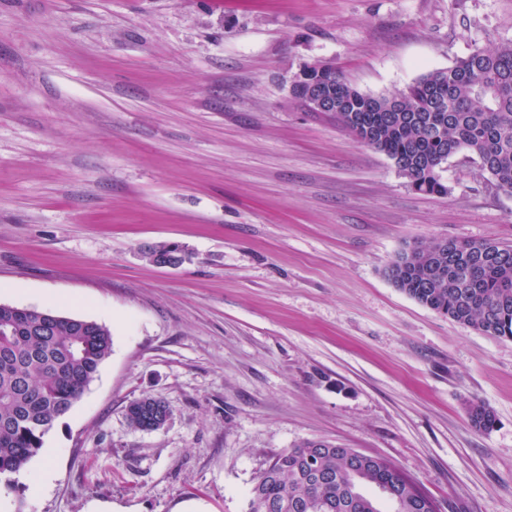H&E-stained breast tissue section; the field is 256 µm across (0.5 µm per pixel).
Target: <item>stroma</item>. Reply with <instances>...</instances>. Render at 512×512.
<instances>
[{
  "label": "stroma",
  "instance_id": "obj_1",
  "mask_svg": "<svg viewBox=\"0 0 512 512\" xmlns=\"http://www.w3.org/2000/svg\"><path fill=\"white\" fill-rule=\"evenodd\" d=\"M512 42V0H0V304L112 351L0 512H248L309 439L390 461L438 512H512V340L387 278L433 239L512 246V195L458 153L415 191L290 86L374 96ZM175 243L186 259L150 262ZM162 400L156 431L131 401ZM495 414L471 427L462 402ZM168 410L164 402L152 396H142L127 407L129 425L137 430L154 431L166 422Z\"/></svg>",
  "mask_w": 512,
  "mask_h": 512
}]
</instances>
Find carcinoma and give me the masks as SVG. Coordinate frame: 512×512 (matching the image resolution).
<instances>
[{"mask_svg": "<svg viewBox=\"0 0 512 512\" xmlns=\"http://www.w3.org/2000/svg\"><path fill=\"white\" fill-rule=\"evenodd\" d=\"M308 72L336 99L343 127L390 158L415 190L448 193L443 164L466 151L497 189L512 195V44L477 49L391 96L364 94L329 66ZM486 247L497 251L495 261L475 258ZM387 277L460 325L512 339V246L435 240L399 254ZM111 351V331L96 321L0 304V475L6 486L39 453L44 435L71 410ZM464 409L477 431L495 423L480 400L466 399ZM167 417L164 402L152 396L132 401L126 411L137 430H158ZM367 485L385 495L391 512H437L387 461L359 457L325 439L304 441L260 471L248 512H383L364 492Z\"/></svg>", "mask_w": 512, "mask_h": 512, "instance_id": "carcinoma-1", "label": "carcinoma"}]
</instances>
